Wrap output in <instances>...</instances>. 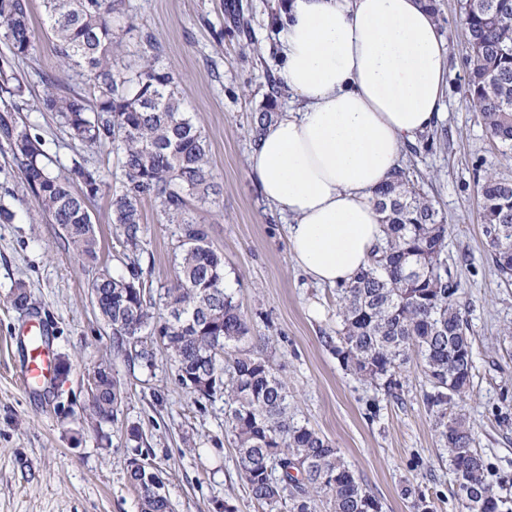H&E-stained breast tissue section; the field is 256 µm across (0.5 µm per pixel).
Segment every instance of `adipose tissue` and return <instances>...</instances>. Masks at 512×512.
I'll use <instances>...</instances> for the list:
<instances>
[{
    "label": "adipose tissue",
    "instance_id": "adipose-tissue-1",
    "mask_svg": "<svg viewBox=\"0 0 512 512\" xmlns=\"http://www.w3.org/2000/svg\"><path fill=\"white\" fill-rule=\"evenodd\" d=\"M278 71L293 98L248 174L289 222L314 282H351L382 239L375 192L444 117L449 48L425 0H284Z\"/></svg>",
    "mask_w": 512,
    "mask_h": 512
}]
</instances>
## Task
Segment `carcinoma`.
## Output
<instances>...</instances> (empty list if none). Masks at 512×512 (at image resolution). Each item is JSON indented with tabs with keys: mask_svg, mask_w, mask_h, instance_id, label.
<instances>
[{
	"mask_svg": "<svg viewBox=\"0 0 512 512\" xmlns=\"http://www.w3.org/2000/svg\"><path fill=\"white\" fill-rule=\"evenodd\" d=\"M44 25L55 42L62 71L81 77L75 88L61 76L43 75L37 110L52 112L73 140L116 152L120 176L87 160H73L70 175L49 166L45 142L17 113L28 107L27 86L15 62L30 57L36 35L28 0H0V152L37 202L40 216L60 228L64 248L88 264L99 263V241L89 212L96 197L111 196L112 224L128 252L141 249L148 200L177 227L176 273L164 290L163 311L131 261L129 276L103 268L92 285L97 306L112 326L114 348L154 366L166 352L179 384L197 400L224 401L237 447L240 474L264 512H382L381 502L346 462L342 451L298 421L288 385L270 360L246 348L251 326L224 288V254L207 241L202 215L219 194L206 137L183 108L178 81L161 64L153 37H140L137 59L115 33L125 0H42ZM470 45L466 97L501 155H512V0H464ZM286 90L270 84L251 129V142L272 121ZM481 221L493 263L512 279V180L487 172L479 184ZM383 238L368 266L336 288L340 328L326 346L357 379L393 395L397 375L413 358L422 361L439 439L448 450L456 495L465 512H504L506 500L488 480L487 465L460 406L473 386V353L463 312L461 283L448 268V224L431 198L404 169L376 192ZM18 311L34 309L17 284L10 297ZM92 393L93 427L118 421L122 388L103 365ZM128 477L141 512H170L155 466L133 457Z\"/></svg>",
	"mask_w": 512,
	"mask_h": 512,
	"instance_id": "1",
	"label": "carcinoma"
}]
</instances>
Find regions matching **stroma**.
<instances>
[{"mask_svg": "<svg viewBox=\"0 0 512 512\" xmlns=\"http://www.w3.org/2000/svg\"><path fill=\"white\" fill-rule=\"evenodd\" d=\"M226 0H126L128 50L151 33L175 73L184 105L211 146L220 192L204 213L208 240L224 254L228 290L247 317L251 349L272 360L294 396L297 417L340 448L346 461L383 505V512H414L405 488L422 493L433 512H464L453 493L448 452L424 402L426 379L418 361L401 369L398 396L385 395L347 374L325 337L338 326L334 289L318 285L293 260L283 226L248 177L250 129L276 75L278 34L269 14L279 0H240L247 34L224 23ZM36 49L18 67L32 94L40 76L58 71L54 43L42 34V0H30ZM449 44L445 117L405 153V168L418 179L448 220V262L463 288L473 351V387L463 409L477 448L489 465L495 489L512 499V283L500 279L480 218L477 177L482 167L512 175L464 98L469 69L460 0H438ZM260 56L246 62L244 46ZM53 159L68 174L73 160L117 170L115 154L71 140L52 113L29 110ZM0 204L16 214L0 223V512H139L126 470L128 458L143 454L163 472L171 512H261L241 481L237 451L225 429L223 401H194L178 384L165 352L153 368L116 354L112 330L94 302L99 266L127 272L128 261L110 223V198L98 197L90 214L98 228L100 264H83L65 251L57 225L48 223L17 173L0 159ZM146 227L138 256L153 293L169 287L179 251L175 225L165 223L152 203L142 205ZM25 284L36 301L38 320L51 329L56 354L72 369L60 385L38 392L21 382L17 329L32 316L11 307L13 288ZM107 364L125 388L120 420L95 432L86 421L87 375ZM140 428L144 443L132 448L123 426Z\"/></svg>", "mask_w": 512, "mask_h": 512, "instance_id": "stroma-1", "label": "stroma"}]
</instances>
